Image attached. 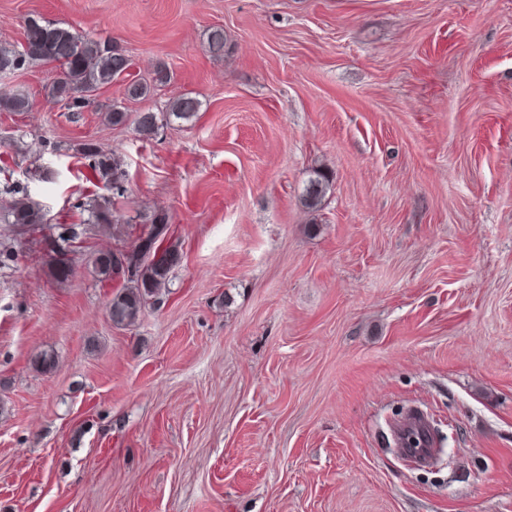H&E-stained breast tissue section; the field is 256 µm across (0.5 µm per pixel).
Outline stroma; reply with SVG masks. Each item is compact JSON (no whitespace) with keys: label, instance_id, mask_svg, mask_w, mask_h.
I'll list each match as a JSON object with an SVG mask.
<instances>
[{"label":"stroma","instance_id":"stroma-1","mask_svg":"<svg viewBox=\"0 0 512 512\" xmlns=\"http://www.w3.org/2000/svg\"><path fill=\"white\" fill-rule=\"evenodd\" d=\"M31 17L175 83L72 117L55 65L4 81L34 106L0 112V200L49 221L0 223V512H512V0H0V44ZM186 92L150 140L102 116ZM88 141L124 157L126 223L87 225L60 284L49 243L105 193ZM158 208L179 261L113 326L92 257ZM413 406L445 435L427 468L385 435ZM331 182L327 173L316 171L308 179L303 192L304 205L309 209H317L330 191ZM7 190L12 195L22 194L21 198H13L7 202L4 218L8 224L23 226L25 224L47 223L44 209L28 197L25 187L20 188L19 185H16Z\"/></svg>","mask_w":512,"mask_h":512}]
</instances>
